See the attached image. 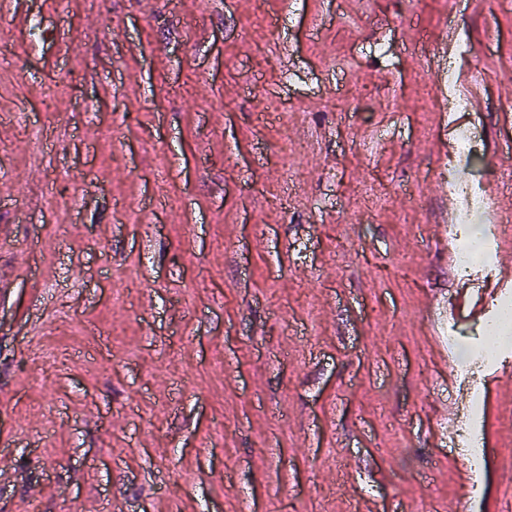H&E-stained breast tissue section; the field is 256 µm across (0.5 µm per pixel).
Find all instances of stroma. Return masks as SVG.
I'll use <instances>...</instances> for the list:
<instances>
[{"mask_svg":"<svg viewBox=\"0 0 512 512\" xmlns=\"http://www.w3.org/2000/svg\"><path fill=\"white\" fill-rule=\"evenodd\" d=\"M461 126L493 190L512 0H0V512H512V361L429 318L505 295L450 260ZM444 90L451 111L466 112L468 110L469 99L460 91L459 80L454 67L448 69V83L445 84V89L439 88L441 94L444 93Z\"/></svg>","mask_w":512,"mask_h":512,"instance_id":"stroma-1","label":"stroma"}]
</instances>
